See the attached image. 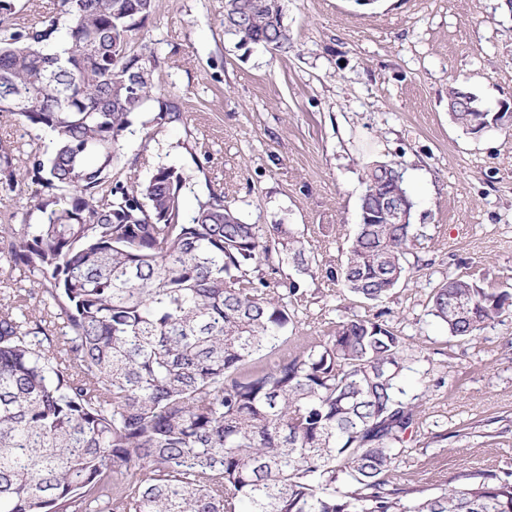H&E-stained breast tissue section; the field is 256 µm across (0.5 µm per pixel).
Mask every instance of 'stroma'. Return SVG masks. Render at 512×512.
<instances>
[{
  "label": "stroma",
  "instance_id": "stroma-1",
  "mask_svg": "<svg viewBox=\"0 0 512 512\" xmlns=\"http://www.w3.org/2000/svg\"><path fill=\"white\" fill-rule=\"evenodd\" d=\"M283 21L285 52L228 34L224 0H155L134 44L154 49L153 79L183 119L160 129L156 104L136 113L121 141L126 167L144 180L158 165L183 166L186 211L223 189L246 222L293 225L327 269L355 233L365 166L400 163L418 237L378 308L423 353L406 372L420 428L395 462L398 481L419 497L480 471L512 480V311L465 341L428 313L448 277L512 284V125L475 137L448 116L453 79L493 110L512 108V8L285 0ZM46 195L32 180L0 193V224L40 223ZM280 273L305 295L277 358L373 309L325 276Z\"/></svg>",
  "mask_w": 512,
  "mask_h": 512
}]
</instances>
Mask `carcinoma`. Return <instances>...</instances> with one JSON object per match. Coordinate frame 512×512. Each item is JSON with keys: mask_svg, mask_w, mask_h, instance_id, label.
<instances>
[{"mask_svg": "<svg viewBox=\"0 0 512 512\" xmlns=\"http://www.w3.org/2000/svg\"><path fill=\"white\" fill-rule=\"evenodd\" d=\"M243 42L288 50L282 13L224 0ZM56 18L20 26L0 0V112L56 137L24 161L0 146V188L35 179L60 193L39 224H0V253L40 287L0 296V512H512V482L482 473L409 499L393 474L418 405L403 398L422 349L381 314L333 323L287 360L256 356L290 340L303 296L290 263L365 303L402 279L413 224L379 198L414 204L396 163L364 171L358 222L340 263L323 270L290 224L242 220L212 191L192 214L191 175L161 164L125 171L131 115L155 100L154 67L128 50L153 0H61ZM28 95L27 110L12 90ZM450 120L492 125L479 98L448 85ZM158 102L153 123L180 121ZM461 298L463 311L448 312ZM512 307V292L463 276L432 289L429 314L471 338Z\"/></svg>", "mask_w": 512, "mask_h": 512, "instance_id": "carcinoma-1", "label": "carcinoma"}]
</instances>
